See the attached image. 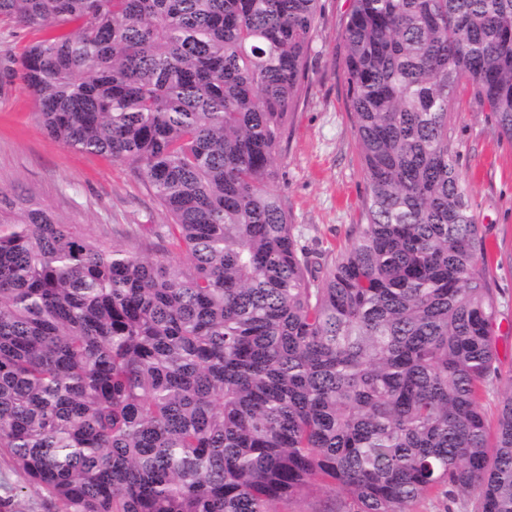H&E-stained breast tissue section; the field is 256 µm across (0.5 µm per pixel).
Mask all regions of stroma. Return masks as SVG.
Wrapping results in <instances>:
<instances>
[{"label":"stroma","instance_id":"stroma-1","mask_svg":"<svg viewBox=\"0 0 512 512\" xmlns=\"http://www.w3.org/2000/svg\"><path fill=\"white\" fill-rule=\"evenodd\" d=\"M350 0H320L301 96L288 119L276 189L302 244L330 252L365 221V179L344 80L340 33ZM40 32L0 22V191L23 195L61 223L93 239L181 259L168 237L169 218L131 166L69 148L45 131L9 59ZM451 144L488 243L486 275L499 293L503 369H512V144L470 92L455 103ZM0 499L13 512H53L45 492L28 484L0 450Z\"/></svg>","mask_w":512,"mask_h":512}]
</instances>
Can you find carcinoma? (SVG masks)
I'll return each mask as SVG.
<instances>
[{
  "label": "carcinoma",
  "instance_id": "cac0c4a2",
  "mask_svg": "<svg viewBox=\"0 0 512 512\" xmlns=\"http://www.w3.org/2000/svg\"><path fill=\"white\" fill-rule=\"evenodd\" d=\"M319 0H0L47 133L133 166L186 260L0 192V449L60 512H512V369L450 146L512 143V0H351L366 223L332 257L274 190ZM505 382L495 424L483 397ZM473 512L472 501L460 496L455 501L443 497H429L414 506L412 512ZM447 511V512H448Z\"/></svg>",
  "mask_w": 512,
  "mask_h": 512
}]
</instances>
